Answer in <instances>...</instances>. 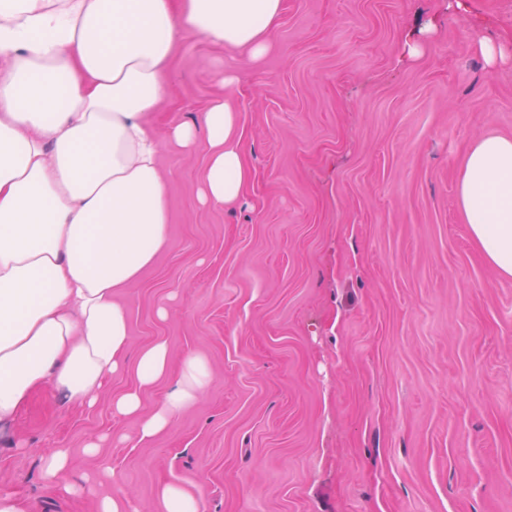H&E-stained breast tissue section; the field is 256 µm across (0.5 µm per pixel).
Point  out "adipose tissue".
<instances>
[{"mask_svg": "<svg viewBox=\"0 0 512 512\" xmlns=\"http://www.w3.org/2000/svg\"><path fill=\"white\" fill-rule=\"evenodd\" d=\"M285 0H0V424L51 385L90 407L131 349L117 289L135 283L168 245V177L159 147L204 151L198 197L237 201L252 178L237 114L212 98L197 120L157 129L176 43L203 37L261 60ZM460 210L484 258L512 276V137L476 138L458 184ZM171 369L158 342L138 355L139 387L113 409L139 439L166 429L201 392L192 357L149 413L140 391ZM110 465L77 483L69 451L51 452L45 484L95 492Z\"/></svg>", "mask_w": 512, "mask_h": 512, "instance_id": "adipose-tissue-1", "label": "adipose tissue"}]
</instances>
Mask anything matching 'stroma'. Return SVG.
Segmentation results:
<instances>
[{
  "mask_svg": "<svg viewBox=\"0 0 512 512\" xmlns=\"http://www.w3.org/2000/svg\"><path fill=\"white\" fill-rule=\"evenodd\" d=\"M465 2L286 0L258 62L177 43L157 127L226 95L251 182L200 205L204 153L161 148L169 243L117 292L127 365L93 408L46 386L1 425L0 491L34 512H94L43 480L62 447L77 481L105 460L139 512H164L166 482L203 512H512V277L457 198L474 138L512 137V64L477 49L512 44V0ZM157 342L173 364L202 358L207 379L142 442L112 400Z\"/></svg>",
  "mask_w": 512,
  "mask_h": 512,
  "instance_id": "obj_1",
  "label": "stroma"
}]
</instances>
